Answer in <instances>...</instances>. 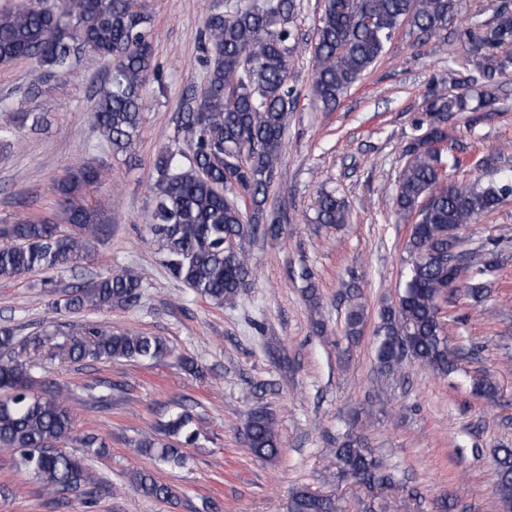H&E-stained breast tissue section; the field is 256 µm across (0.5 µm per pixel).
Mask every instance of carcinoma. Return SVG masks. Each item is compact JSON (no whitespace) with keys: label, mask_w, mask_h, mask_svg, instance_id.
Listing matches in <instances>:
<instances>
[{"label":"carcinoma","mask_w":512,"mask_h":512,"mask_svg":"<svg viewBox=\"0 0 512 512\" xmlns=\"http://www.w3.org/2000/svg\"><path fill=\"white\" fill-rule=\"evenodd\" d=\"M204 26L208 40L204 87L188 99L174 136L154 160L151 186L153 209L147 224L151 240L163 254L171 274L198 296L222 306L234 303L256 279L246 248L260 226L275 235L282 216L268 213L269 190L278 172L288 112L298 92L290 84L297 0H211ZM489 19L479 10L464 16V0H326L314 27L311 43L314 76L311 92L327 112L374 67L387 44L402 27L426 36L441 35L466 20L463 54L471 75L461 82L481 81L488 87L495 77L512 75V8L490 0ZM117 60L97 90L92 121L100 144L127 162L136 160L140 139L143 90L154 72L150 19L135 0H45L35 7L29 0H11L0 8V66L22 60L33 62L53 88L64 89L76 63L88 68ZM489 90L476 106L467 94L433 92L426 98L423 117L427 132L406 149L408 162L393 197L398 214L413 218L407 248L411 262L403 275L395 303L383 307L374 327L376 360L390 373L403 357L441 375L461 370L467 356L463 345H452L438 316V298L460 289L480 304L486 298L484 276L501 260L487 249L465 251L471 276L457 279L445 257L460 250L452 226L477 219L512 195V175L483 183L449 178L442 158L431 142L444 140L443 123L452 112H468L495 104ZM191 144L190 153L180 140ZM102 181L100 168L83 164L58 180L57 211L47 218L29 214L0 225V278H18L39 271L78 267L91 255L112 210L98 204L78 205L74 197L84 186ZM343 199L322 192L317 197L315 223L345 224ZM69 225L60 230V225ZM304 294L314 313L313 328L327 332L320 299L307 270ZM144 275L127 267L71 292L56 303L66 312L131 308L138 304ZM367 323L359 285H349L345 334L359 339ZM37 334L27 347L15 351L13 329L0 327V350L13 351L0 364V452L10 455L47 492H77L87 496L99 480L82 459L61 448L74 442L104 451L98 434L76 430L67 406L72 394L45 389L36 377L41 367L30 352L47 343ZM166 342L139 331L85 323L67 342L54 345L47 357L72 363L101 359L160 361L170 356ZM476 395L495 401L498 385L488 376L472 378ZM247 442L254 456L273 460L281 451L276 422L265 409L250 411L245 421ZM195 419L187 410L165 424L164 437L146 433L137 440L140 453L171 467L185 464L184 448L195 443ZM340 471L355 482L372 487L394 483L392 473L361 437L347 434L335 448ZM498 480L494 494L502 512H512V448L496 449ZM133 484L142 495L169 501L173 486L154 474L137 472ZM289 512H343L331 496L297 489Z\"/></svg>","instance_id":"cac0c4a2"}]
</instances>
